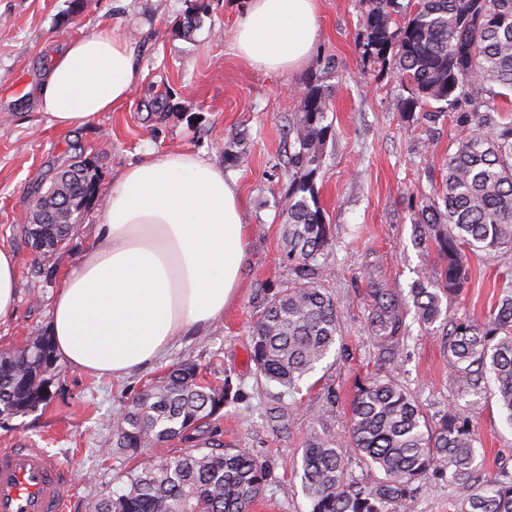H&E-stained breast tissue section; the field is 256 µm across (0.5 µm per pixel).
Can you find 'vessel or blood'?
Instances as JSON below:
<instances>
[{
	"label": "vessel or blood",
	"mask_w": 512,
	"mask_h": 512,
	"mask_svg": "<svg viewBox=\"0 0 512 512\" xmlns=\"http://www.w3.org/2000/svg\"><path fill=\"white\" fill-rule=\"evenodd\" d=\"M65 469L40 448L0 449V512H64Z\"/></svg>",
	"instance_id": "vessel-or-blood-1"
}]
</instances>
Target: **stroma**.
I'll use <instances>...</instances> for the list:
<instances>
[{
    "mask_svg": "<svg viewBox=\"0 0 512 512\" xmlns=\"http://www.w3.org/2000/svg\"><path fill=\"white\" fill-rule=\"evenodd\" d=\"M249 0H0V248L16 258L17 303L0 320V349L21 350L50 334L52 303L67 271L93 241L97 216L113 177L150 153L200 152L232 175L243 198L248 258L240 287L224 314L188 330L163 358L112 379L54 360L45 377L51 400L0 422V448L26 442L47 449L68 469L65 512H89L118 490L128 463L112 452V424L144 386L169 367L192 362L209 378L231 374L240 402L226 406L212 428L224 446L253 451L270 476L250 512H310L300 480L309 435L330 431L348 462V477H380L347 440L357 387L389 375L427 414L460 409L470 421L486 475L512 471V426L492 398L458 393L448 367L447 330L409 322L394 363L379 361L367 330L368 290L381 282L409 292L445 261L416 246L415 223L459 130L444 120L427 127L401 110L406 92L392 64L365 57L367 0H320L319 38L302 66L271 73L235 55L234 31ZM198 23L184 32L182 21ZM109 22L134 51L141 79L130 96L94 124L48 127L36 90L54 56L73 38ZM330 96L333 135L323 146L315 188L332 229L318 263L320 282L336 301L340 335L328 358L291 391L258 381L249 357L251 330L266 302L294 278L283 237L288 217L287 131L302 112L308 85ZM232 160H225V153ZM87 160L96 194L66 247L36 252L25 232L33 200L56 173ZM472 278L446 302L449 319L482 320L512 283V250L471 257ZM447 473L419 483L412 512H455Z\"/></svg>",
    "mask_w": 512,
    "mask_h": 512,
    "instance_id": "35a3bbf8",
    "label": "stroma"
}]
</instances>
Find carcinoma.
<instances>
[{
    "label": "carcinoma",
    "mask_w": 512,
    "mask_h": 512,
    "mask_svg": "<svg viewBox=\"0 0 512 512\" xmlns=\"http://www.w3.org/2000/svg\"><path fill=\"white\" fill-rule=\"evenodd\" d=\"M364 53L391 59L408 91L403 114L431 125L453 113L460 135L448 154L437 198L421 208L416 242L444 257L440 277L399 288L369 289L368 328L385 362L397 358L405 319L431 329L448 319L443 300L470 279L466 252L512 247V0H419L407 12L399 0H369ZM329 99L308 87L304 109L289 127L298 148L288 162L284 237L298 278L267 303L251 333L250 358L268 383L296 388L328 356L340 335L336 302L319 285L317 257L332 240L314 187L322 147L332 135ZM94 191L86 164L58 172L32 204L26 234L37 250L53 251L77 230L74 214ZM51 340L0 352V420L32 412L50 399L44 378ZM448 365L458 391L492 396L512 425V295L483 321L448 331ZM242 399L229 376L213 382L194 363L172 367L158 384L137 393L116 419L112 447L131 461L142 449L170 441L202 446L118 476L121 492L94 502L91 512H249L264 491L268 465L247 448L216 449L211 419ZM356 453L382 477L370 485L347 478L336 437L315 433L302 452L301 482L310 512H408L414 484L441 466L457 489L458 512H512V473H483L476 437L461 415L429 421L407 389L391 377L360 384L349 417Z\"/></svg>",
    "instance_id": "1"
}]
</instances>
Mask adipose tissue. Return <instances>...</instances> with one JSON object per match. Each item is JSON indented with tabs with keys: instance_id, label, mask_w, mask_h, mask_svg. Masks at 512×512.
<instances>
[{
	"instance_id": "adipose-tissue-1",
	"label": "adipose tissue",
	"mask_w": 512,
	"mask_h": 512,
	"mask_svg": "<svg viewBox=\"0 0 512 512\" xmlns=\"http://www.w3.org/2000/svg\"><path fill=\"white\" fill-rule=\"evenodd\" d=\"M319 34L318 0H250L233 48L251 65L304 64ZM140 72L111 26L70 41L38 94L49 125L86 127L125 101ZM248 243L236 181L187 150L151 154L113 180L96 241L78 258L52 310L56 353L122 377L167 354L188 329L223 315Z\"/></svg>"
}]
</instances>
